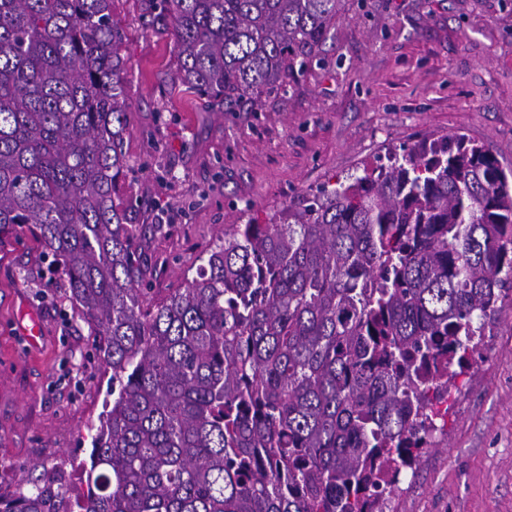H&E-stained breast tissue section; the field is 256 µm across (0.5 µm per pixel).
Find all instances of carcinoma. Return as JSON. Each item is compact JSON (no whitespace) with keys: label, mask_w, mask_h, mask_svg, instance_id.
I'll use <instances>...</instances> for the list:
<instances>
[{"label":"carcinoma","mask_w":512,"mask_h":512,"mask_svg":"<svg viewBox=\"0 0 512 512\" xmlns=\"http://www.w3.org/2000/svg\"><path fill=\"white\" fill-rule=\"evenodd\" d=\"M114 0H0V235L28 224L112 371L81 512H386L512 300V181L467 137L400 146L156 300L131 251ZM188 92L254 112L338 0H148ZM0 512H72L60 474Z\"/></svg>","instance_id":"carcinoma-1"}]
</instances>
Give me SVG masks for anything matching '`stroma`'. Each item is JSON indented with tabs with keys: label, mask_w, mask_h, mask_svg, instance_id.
Wrapping results in <instances>:
<instances>
[{
	"label": "stroma",
	"mask_w": 512,
	"mask_h": 512,
	"mask_svg": "<svg viewBox=\"0 0 512 512\" xmlns=\"http://www.w3.org/2000/svg\"><path fill=\"white\" fill-rule=\"evenodd\" d=\"M124 40L132 242L151 295L180 287L224 225L256 224L324 183L363 176L404 142L463 134L512 171V0H339L325 62L264 94L258 111L184 92L169 24L115 0ZM32 228L0 235V493L37 462L85 481L90 426L112 401L87 325ZM42 323L37 344L14 329ZM444 430L404 471L394 512H512V306L486 337Z\"/></svg>",
	"instance_id": "35a3bbf8"
}]
</instances>
